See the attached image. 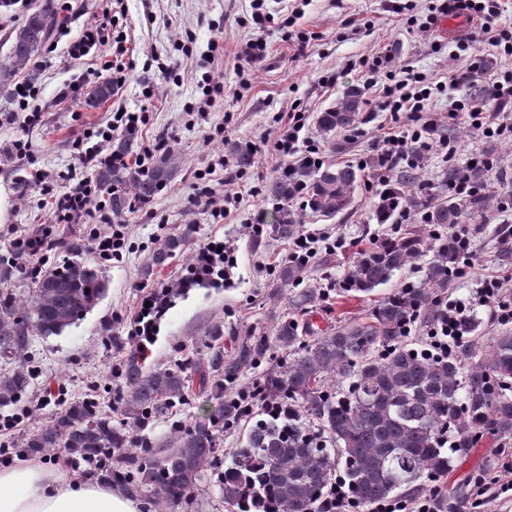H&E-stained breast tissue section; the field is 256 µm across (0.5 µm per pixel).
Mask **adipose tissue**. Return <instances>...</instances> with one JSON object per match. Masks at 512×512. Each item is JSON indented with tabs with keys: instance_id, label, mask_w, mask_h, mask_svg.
I'll return each instance as SVG.
<instances>
[{
	"instance_id": "obj_1",
	"label": "adipose tissue",
	"mask_w": 512,
	"mask_h": 512,
	"mask_svg": "<svg viewBox=\"0 0 512 512\" xmlns=\"http://www.w3.org/2000/svg\"><path fill=\"white\" fill-rule=\"evenodd\" d=\"M0 512H137V504L103 482L30 461L0 467Z\"/></svg>"
}]
</instances>
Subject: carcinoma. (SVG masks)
Here are the masks:
<instances>
[{
    "label": "carcinoma",
    "mask_w": 512,
    "mask_h": 512,
    "mask_svg": "<svg viewBox=\"0 0 512 512\" xmlns=\"http://www.w3.org/2000/svg\"><path fill=\"white\" fill-rule=\"evenodd\" d=\"M51 6L30 14L15 31L11 58L28 64L49 40L54 23ZM364 104L357 86L346 90L335 106L320 113V131L348 132L357 127ZM136 135L112 137V153L122 159L134 153ZM419 155L402 171L400 191L375 206L377 223L386 224L397 208L424 216L434 234L425 238L411 230L360 249L349 265L344 294H369L387 284L396 272L427 259L423 280L402 284L378 300L369 314L335 328L311 322L315 292L294 295L298 316L277 323L275 342L287 356L267 369L259 385L262 397L288 406L282 412L257 413L242 446L224 463L221 490L232 512H323L336 480L368 508L401 495L426 491L418 480L435 481L486 435L512 439V329L504 326L492 342L478 349L468 343L446 356L431 352L429 338L412 331L437 329L448 317L450 271L458 266L459 245L450 233L457 224L483 217L486 195L458 194L453 186L459 169L442 172L448 194L436 197L407 190ZM173 155L165 152L141 172L128 163L100 167L96 181L112 191L108 202L120 218L132 200L147 203L175 176ZM362 169L353 165L294 162L264 184V197L275 207L274 231L283 240L300 232L293 202L302 197L315 215L333 218L353 202ZM196 225L166 237L152 252L145 275L166 267L194 241ZM53 247L70 258L31 279L24 253L0 259V357L18 362L0 373V408L19 407L31 372L25 358L38 337L58 336L81 320L107 294L109 280L100 261L83 255L76 240H58ZM305 270L299 262L284 264L277 287L298 285ZM31 279L34 293L22 301L10 292L19 279ZM265 344H244L224 358L216 345L206 355L201 384L217 388L237 380L258 363ZM128 387L127 418L116 420L88 396L74 400L49 421L32 429L13 446L22 456L44 455L64 448L74 463L100 480L119 483L126 491L149 498L151 512H167L188 499L216 452V437L204 425L182 428L174 445L155 443L145 430L171 421L191 392L190 376L181 367L143 369L135 359L122 366ZM125 455L112 466V451ZM491 465L472 473L449 492V512H471L470 485L490 474Z\"/></svg>",
    "instance_id": "cac0c4a2"
}]
</instances>
